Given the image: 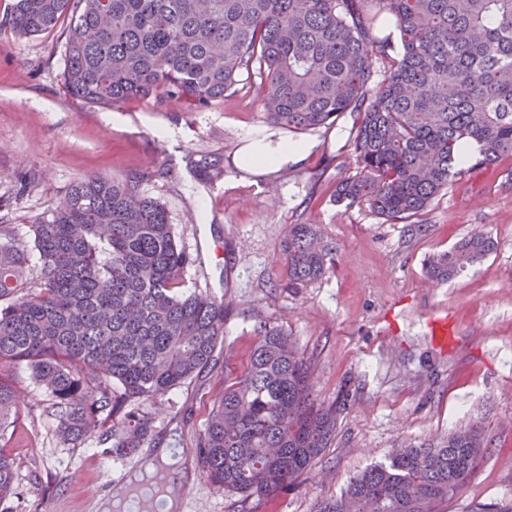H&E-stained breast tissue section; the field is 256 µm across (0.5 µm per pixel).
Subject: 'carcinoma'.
<instances>
[{
	"instance_id": "cac0c4a2",
	"label": "carcinoma",
	"mask_w": 512,
	"mask_h": 512,
	"mask_svg": "<svg viewBox=\"0 0 512 512\" xmlns=\"http://www.w3.org/2000/svg\"><path fill=\"white\" fill-rule=\"evenodd\" d=\"M378 7L400 33L394 58L376 34ZM64 17L63 86L89 104L161 96L203 108L257 68L265 111L285 128H330L364 107L361 176L341 181L336 200L365 202L388 221L423 213L458 173L466 143L476 145L473 169L512 160V0H10L0 30L35 37ZM379 56L392 63L369 100ZM191 168L202 180L224 175L209 156ZM31 233L35 278L27 245L0 237V437L21 416L11 372L25 366L63 442L93 436L109 453L137 454L153 442L145 406L211 363L228 304L179 290L197 259L134 177L75 182ZM494 249L486 234L466 236L424 270L445 283ZM282 251L290 287L334 261L316 224L289 225ZM255 333L242 369L224 359L230 382L197 444L203 475L244 500L296 482L334 438L338 414L319 401L290 336L265 322ZM486 447L475 425L400 448L316 512H438ZM14 486L0 451V505Z\"/></svg>"
}]
</instances>
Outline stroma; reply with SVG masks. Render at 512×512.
<instances>
[{
  "mask_svg": "<svg viewBox=\"0 0 512 512\" xmlns=\"http://www.w3.org/2000/svg\"><path fill=\"white\" fill-rule=\"evenodd\" d=\"M65 25L20 38L0 31V225L20 240L30 226L91 174L122 181L164 203L177 242L198 255L181 287L225 299L230 314L215 361L161 396L152 412L154 445L178 451L177 512H314L347 481L387 462L402 443L481 425L492 444L439 512H485L512 500V181L503 171L463 169L410 235L368 204L337 202L336 187L358 176L355 113L335 126L300 131L270 121L258 75L209 107L155 98L114 108L86 103L62 87ZM272 133L309 144L279 170L241 177V136ZM221 158L224 175L205 182L190 161ZM315 224L336 250V267L301 288L287 287L281 243L289 225ZM472 233L497 248L481 265L443 284L426 258ZM448 317V341L426 319ZM282 329L310 359L322 403L344 402L329 448L292 486L241 499L200 473L198 438L224 391V356L245 363L258 321ZM12 381L24 407L5 435L23 512H96L94 502L127 475L131 460L104 455L96 438L63 444L43 389L22 366Z\"/></svg>",
  "mask_w": 512,
  "mask_h": 512,
  "instance_id": "obj_1",
  "label": "stroma"
}]
</instances>
